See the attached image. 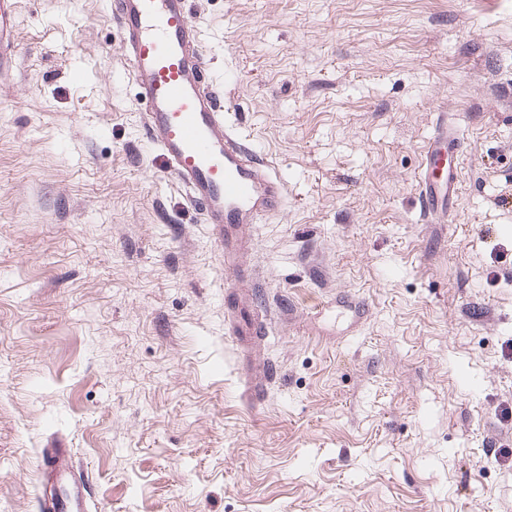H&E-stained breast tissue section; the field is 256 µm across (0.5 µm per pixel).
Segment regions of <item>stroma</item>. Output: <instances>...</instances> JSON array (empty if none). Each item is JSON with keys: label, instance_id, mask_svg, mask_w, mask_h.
I'll list each match as a JSON object with an SVG mask.
<instances>
[{"label": "stroma", "instance_id": "obj_1", "mask_svg": "<svg viewBox=\"0 0 512 512\" xmlns=\"http://www.w3.org/2000/svg\"><path fill=\"white\" fill-rule=\"evenodd\" d=\"M19 2L0 512H37L50 447L93 512H512V0H190L225 121L287 185L241 256L257 400L112 0ZM442 111L460 189L429 224L415 173Z\"/></svg>", "mask_w": 512, "mask_h": 512}]
</instances>
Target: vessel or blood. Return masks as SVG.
<instances>
[{
    "label": "vessel or blood",
    "instance_id": "obj_1",
    "mask_svg": "<svg viewBox=\"0 0 512 512\" xmlns=\"http://www.w3.org/2000/svg\"><path fill=\"white\" fill-rule=\"evenodd\" d=\"M115 14L149 137L190 204L211 224L225 272L247 279L248 271L236 263L242 233L283 210L286 186L225 122L217 92L205 80L206 60L188 0H116ZM19 24L18 0H0L1 82L17 66ZM459 141L447 116L438 115L416 173L427 222L446 223L458 196ZM39 479V512H88L86 479L71 449H42Z\"/></svg>",
    "mask_w": 512,
    "mask_h": 512
}]
</instances>
